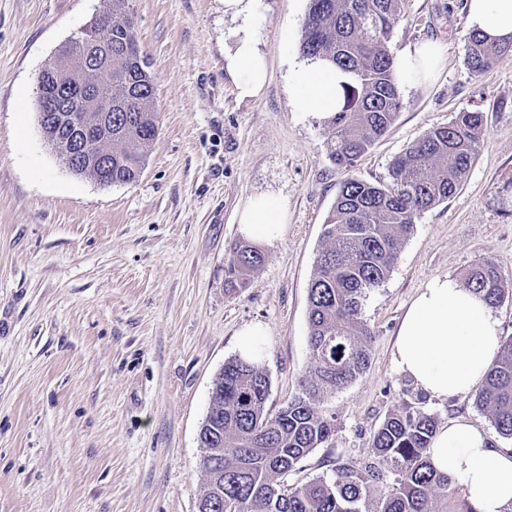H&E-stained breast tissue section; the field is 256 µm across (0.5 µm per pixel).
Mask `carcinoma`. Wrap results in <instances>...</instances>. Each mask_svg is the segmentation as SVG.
<instances>
[{
	"label": "carcinoma",
	"instance_id": "carcinoma-1",
	"mask_svg": "<svg viewBox=\"0 0 512 512\" xmlns=\"http://www.w3.org/2000/svg\"><path fill=\"white\" fill-rule=\"evenodd\" d=\"M406 0H309L299 48L309 60L331 62L351 75L343 85V105L331 118L335 141L330 159L348 171L394 124L401 103L394 57L388 49L392 29ZM112 14V81L96 89V108L63 113L68 131L98 124L112 114L111 166L89 168L91 179L104 173L114 184L135 181L158 136L154 81L140 50L128 0H105ZM512 43L467 37L466 64L483 73ZM77 71L85 45L72 38L62 49ZM58 83L70 95H86V86L63 73ZM480 112H459L443 127L427 132L395 160L388 184L344 179L325 224L328 245L321 251L309 288L308 345L311 366L300 393L278 413L266 411L270 382L256 362L233 358L224 364L202 424L206 453H220L217 466L202 467L207 481L199 496L218 489L222 497L211 512H476L457 480L436 473L427 449L437 418L420 409L389 414L373 435L370 459L356 466L338 462L331 473L290 487L284 477L333 436L334 419L316 402L343 389L367 368L373 333L362 318L370 288L389 275L394 257L424 210L451 197L469 171L484 137ZM264 254L253 243L229 248L227 282L245 287ZM465 287L490 308L506 298L504 277L484 260L463 274ZM477 406L486 411L495 432L512 440V338L488 370ZM393 475L384 495L373 500L375 485Z\"/></svg>",
	"mask_w": 512,
	"mask_h": 512
}]
</instances>
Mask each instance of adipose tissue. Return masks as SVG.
<instances>
[{"label": "adipose tissue", "instance_id": "obj_1", "mask_svg": "<svg viewBox=\"0 0 512 512\" xmlns=\"http://www.w3.org/2000/svg\"><path fill=\"white\" fill-rule=\"evenodd\" d=\"M472 32L512 41V0H465ZM436 44L405 48L395 59L399 80L417 84L431 78L441 61ZM226 68L240 97L256 96L268 74L267 61L248 30L235 33ZM348 74L325 62H303L288 84L291 106L332 117L341 104ZM287 221L282 201L271 194L248 200L239 213L241 234L267 245L279 240ZM500 348L499 321L472 290L448 276L428 280L404 315L392 352L396 370L429 398L445 401L468 395ZM432 467L459 481L476 512H503L512 503V448L495 445L472 421L461 419L434 434L428 450Z\"/></svg>", "mask_w": 512, "mask_h": 512}]
</instances>
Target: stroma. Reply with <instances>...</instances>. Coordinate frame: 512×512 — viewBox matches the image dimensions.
<instances>
[{
	"instance_id": "obj_1",
	"label": "stroma",
	"mask_w": 512,
	"mask_h": 512,
	"mask_svg": "<svg viewBox=\"0 0 512 512\" xmlns=\"http://www.w3.org/2000/svg\"><path fill=\"white\" fill-rule=\"evenodd\" d=\"M103 6L0 0V512H196L198 434L237 332L266 330L270 413L298 394L311 364L308 290L345 175L330 159L329 119L289 102L308 0H253L245 19L225 16L224 0H129L158 137L138 179L111 186L66 167L42 138L36 101L39 72ZM242 27L268 64L252 98L239 96L224 60ZM467 35L462 0H406L393 29L392 54L435 41L443 62L428 82L400 84L396 122L350 175L388 183L408 145L460 112H483L485 136L460 188L417 216L389 276L368 290L369 366L318 402L336 432L289 486L365 459L395 411L492 429L475 396L431 400L392 364L399 325L430 278L488 260L512 289V54L474 73ZM262 193L283 201L288 222L248 286L232 291L238 214Z\"/></svg>"
}]
</instances>
